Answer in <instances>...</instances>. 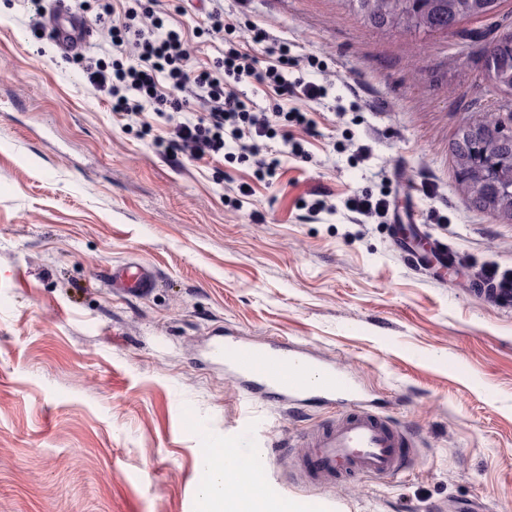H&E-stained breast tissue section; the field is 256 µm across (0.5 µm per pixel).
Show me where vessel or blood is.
Listing matches in <instances>:
<instances>
[{
    "label": "vessel or blood",
    "mask_w": 512,
    "mask_h": 512,
    "mask_svg": "<svg viewBox=\"0 0 512 512\" xmlns=\"http://www.w3.org/2000/svg\"><path fill=\"white\" fill-rule=\"evenodd\" d=\"M112 286L135 296L151 291L155 280L145 267L121 266L112 271ZM209 353L250 397L295 407L347 405L344 415L303 437L298 465L307 477L331 484L344 475H396L412 465L408 435L361 400L351 372L284 338L251 344L228 336L213 343Z\"/></svg>",
    "instance_id": "obj_1"
}]
</instances>
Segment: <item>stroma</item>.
<instances>
[{"label": "stroma", "mask_w": 512, "mask_h": 512, "mask_svg": "<svg viewBox=\"0 0 512 512\" xmlns=\"http://www.w3.org/2000/svg\"><path fill=\"white\" fill-rule=\"evenodd\" d=\"M157 8L192 66L219 57L194 8ZM224 19L336 74L327 97L284 101L315 128H291L308 156L270 182L220 157L171 165L152 110L115 114L29 33L24 0H0V512H201L199 461L228 440L267 452L272 496L319 512H512V304L476 288L480 268L512 269V222L469 206L452 156L497 97L482 48L512 0L450 35L379 31L346 0H224ZM383 189L453 271L408 263L396 223L310 208ZM122 262L156 288L115 293ZM227 336L285 338L352 372L415 463L303 478L297 442L341 406L251 399L208 355Z\"/></svg>", "instance_id": "obj_1"}]
</instances>
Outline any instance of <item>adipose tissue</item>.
Segmentation results:
<instances>
[{
  "instance_id": "adipose-tissue-1",
  "label": "adipose tissue",
  "mask_w": 512,
  "mask_h": 512,
  "mask_svg": "<svg viewBox=\"0 0 512 512\" xmlns=\"http://www.w3.org/2000/svg\"><path fill=\"white\" fill-rule=\"evenodd\" d=\"M200 467L206 476L200 487L206 512H294V504L274 502L259 479H238L223 452L204 456Z\"/></svg>"
}]
</instances>
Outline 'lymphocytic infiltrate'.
<instances>
[{"instance_id":"obj_1","label":"lymphocytic infiltrate","mask_w":512,"mask_h":512,"mask_svg":"<svg viewBox=\"0 0 512 512\" xmlns=\"http://www.w3.org/2000/svg\"><path fill=\"white\" fill-rule=\"evenodd\" d=\"M156 0H134L123 25H113L108 8L87 16V23L110 42L116 59H90L75 54L88 81L106 91L114 112L136 119L145 107H152L158 119L168 125L172 137L169 159L179 165L201 161L224 150L235 151L237 159L252 161L260 180H272L281 165L279 153L270 142L287 139L292 127H311L307 113L283 110L280 101L297 94L310 99L327 96L336 83L333 72H324L321 83L300 76L301 61L287 43L270 42L265 29L253 28L252 38L268 43L275 65L262 68L256 57L228 46L213 67L195 70L181 33L167 28L155 8ZM274 86L278 103L259 107L242 83L248 81ZM170 92L162 94L160 83Z\"/></svg>"}]
</instances>
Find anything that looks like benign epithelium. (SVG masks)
Masks as SVG:
<instances>
[{
  "label": "benign epithelium",
  "instance_id": "7a95c632",
  "mask_svg": "<svg viewBox=\"0 0 512 512\" xmlns=\"http://www.w3.org/2000/svg\"><path fill=\"white\" fill-rule=\"evenodd\" d=\"M496 110L494 140L512 153V94L503 96L497 102ZM455 150L465 156L463 178L470 184L497 196L512 195V159L488 154L481 131L465 128L462 137L456 141Z\"/></svg>",
  "mask_w": 512,
  "mask_h": 512
}]
</instances>
